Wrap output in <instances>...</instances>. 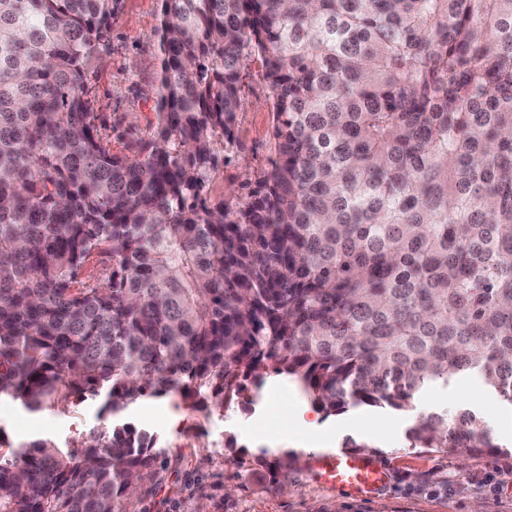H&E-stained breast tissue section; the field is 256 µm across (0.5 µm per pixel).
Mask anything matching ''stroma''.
Wrapping results in <instances>:
<instances>
[{"label": "stroma", "mask_w": 512, "mask_h": 512, "mask_svg": "<svg viewBox=\"0 0 512 512\" xmlns=\"http://www.w3.org/2000/svg\"><path fill=\"white\" fill-rule=\"evenodd\" d=\"M160 14L161 0H120L108 45L90 63L97 123L111 137L113 152L131 158L155 121ZM242 97L234 145L209 186L217 199L256 184L277 156L272 92L260 59L245 70ZM178 402L170 394L145 398L127 412L137 430L157 438L167 458L153 512H512V405L474 376L426 387L415 403L482 417L501 444L491 453L411 447L405 415L371 408L319 413L323 442L311 448L293 425L295 409L309 400L284 380L264 383L254 403L236 398L208 415ZM111 426V417L88 397L38 414L0 403V429L14 444L48 440L66 452ZM355 444L366 445L367 455L390 473L389 483L368 498L319 484L306 468L316 453L347 452Z\"/></svg>", "instance_id": "stroma-1"}]
</instances>
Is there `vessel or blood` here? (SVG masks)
<instances>
[{"mask_svg":"<svg viewBox=\"0 0 512 512\" xmlns=\"http://www.w3.org/2000/svg\"><path fill=\"white\" fill-rule=\"evenodd\" d=\"M311 470L319 482L361 497L371 496L389 480L388 471L375 459L350 453L316 458Z\"/></svg>","mask_w":512,"mask_h":512,"instance_id":"1","label":"vessel or blood"}]
</instances>
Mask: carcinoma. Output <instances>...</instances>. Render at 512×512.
I'll return each instance as SVG.
<instances>
[{"label": "carcinoma", "mask_w": 512, "mask_h": 512, "mask_svg": "<svg viewBox=\"0 0 512 512\" xmlns=\"http://www.w3.org/2000/svg\"><path fill=\"white\" fill-rule=\"evenodd\" d=\"M118 5L0 0V400L112 417L66 454L0 428V512H150L160 452L124 411L271 375L407 413L413 448L500 447L415 395L477 372L512 404V0H162L135 159L86 90ZM253 55L278 154L212 202Z\"/></svg>", "instance_id": "obj_1"}]
</instances>
